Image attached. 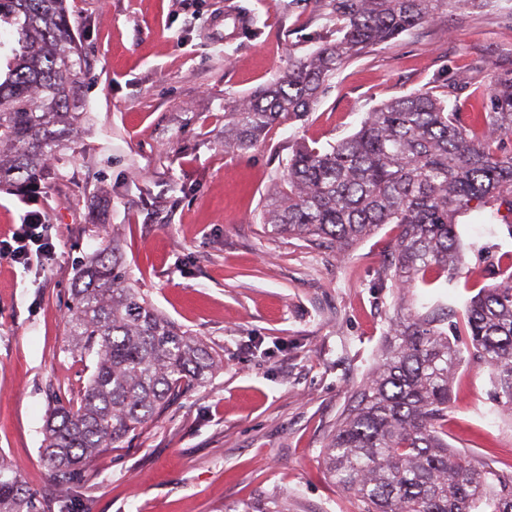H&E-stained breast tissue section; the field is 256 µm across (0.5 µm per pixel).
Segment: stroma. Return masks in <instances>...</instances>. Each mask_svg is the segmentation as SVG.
<instances>
[{"mask_svg": "<svg viewBox=\"0 0 512 512\" xmlns=\"http://www.w3.org/2000/svg\"><path fill=\"white\" fill-rule=\"evenodd\" d=\"M85 60L88 118L37 192L0 190V234L39 212L56 254L0 258V454L50 512H358L322 449L353 386L373 370L401 302L437 303L449 325L512 254V223L491 209L459 220L465 272L399 296L387 224L345 258L260 221L295 140L326 148L381 102L447 84L449 103L512 68V13L450 10L353 58L305 120L245 153L224 149V97L274 81L289 56L328 35L320 0H67ZM118 240L141 292L223 360L135 437L103 449L78 480L41 457L58 403L80 398L92 361L71 353L65 319L76 268ZM490 374L463 364L448 443L512 471V412Z\"/></svg>", "mask_w": 512, "mask_h": 512, "instance_id": "35a3bbf8", "label": "stroma"}]
</instances>
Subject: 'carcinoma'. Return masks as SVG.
Wrapping results in <instances>:
<instances>
[{"label":"carcinoma","mask_w":512,"mask_h":512,"mask_svg":"<svg viewBox=\"0 0 512 512\" xmlns=\"http://www.w3.org/2000/svg\"><path fill=\"white\" fill-rule=\"evenodd\" d=\"M336 37L304 57L288 54L276 80L224 98V150L255 147L275 124L310 112L352 58L439 18L448 8L490 0H323ZM15 47L0 80V188L32 189L60 147L78 134L82 62L66 0H0V25ZM512 70L492 74L469 124L439 94L383 102L329 149L299 142L270 191L261 223L344 256L380 226L397 228L394 286L460 273L456 219L505 203L512 212ZM109 245L77 272L66 336L92 359L80 399L53 408L42 455L54 472L77 473L104 448L133 436L186 387L203 386L223 365L203 340L168 320L131 282ZM501 281L466 305L453 341L447 313L401 308L390 317L380 359L323 448L334 482L358 512H512V472L475 467L448 445L450 384L464 354L492 374L512 411V256ZM0 512H45L18 467L0 457Z\"/></svg>","instance_id":"1"}]
</instances>
